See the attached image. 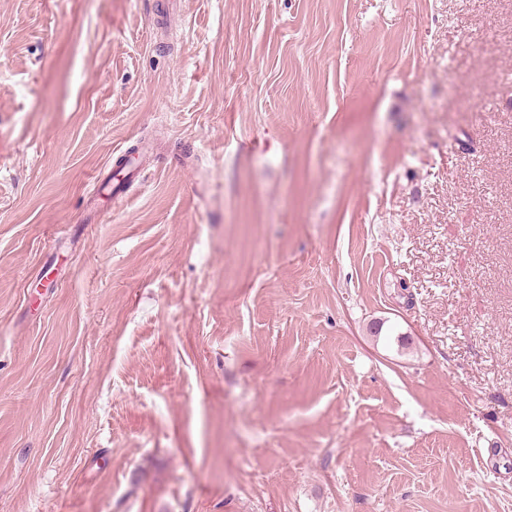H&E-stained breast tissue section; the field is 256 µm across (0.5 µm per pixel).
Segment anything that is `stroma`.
<instances>
[{
	"label": "stroma",
	"instance_id": "obj_1",
	"mask_svg": "<svg viewBox=\"0 0 512 512\" xmlns=\"http://www.w3.org/2000/svg\"><path fill=\"white\" fill-rule=\"evenodd\" d=\"M0 512H512V0H0Z\"/></svg>",
	"mask_w": 512,
	"mask_h": 512
}]
</instances>
